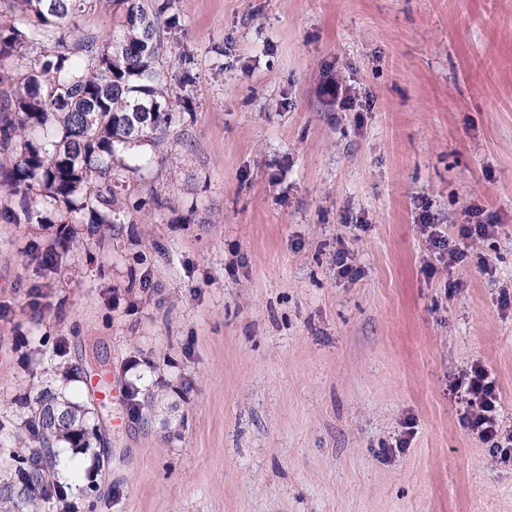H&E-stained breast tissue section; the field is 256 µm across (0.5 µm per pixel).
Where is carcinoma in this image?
I'll list each match as a JSON object with an SVG mask.
<instances>
[{
	"label": "carcinoma",
	"instance_id": "cac0c4a2",
	"mask_svg": "<svg viewBox=\"0 0 512 512\" xmlns=\"http://www.w3.org/2000/svg\"><path fill=\"white\" fill-rule=\"evenodd\" d=\"M102 1L118 32L79 34L77 18ZM9 8L10 19H0V220L125 223L120 190L144 169L132 150L168 143L192 111L158 67V18L181 27L171 0H9ZM87 414L57 390L36 398L23 428L47 458L15 459L17 480L0 481V512L45 496L61 445L91 448Z\"/></svg>",
	"mask_w": 512,
	"mask_h": 512
}]
</instances>
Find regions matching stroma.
Segmentation results:
<instances>
[{
  "label": "stroma",
  "mask_w": 512,
  "mask_h": 512,
  "mask_svg": "<svg viewBox=\"0 0 512 512\" xmlns=\"http://www.w3.org/2000/svg\"><path fill=\"white\" fill-rule=\"evenodd\" d=\"M173 11L161 67L192 110L175 165L146 148L133 223L0 222V476L35 444L23 402L67 367L100 434L66 453L96 487L68 490L79 512H512V461L455 386L481 361L512 426V0ZM475 207L492 274L426 275L419 215L453 236ZM343 242L359 276L337 273Z\"/></svg>",
  "instance_id": "obj_1"
}]
</instances>
